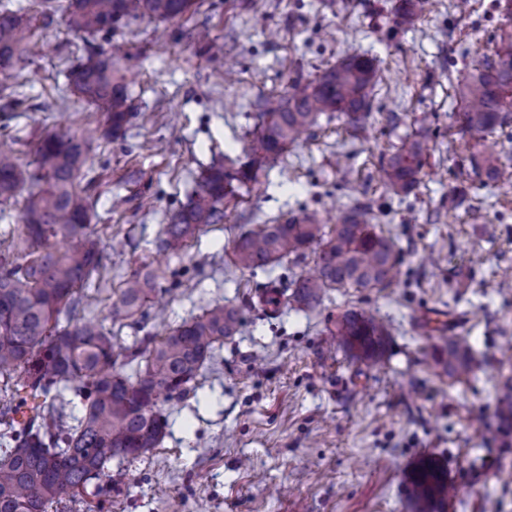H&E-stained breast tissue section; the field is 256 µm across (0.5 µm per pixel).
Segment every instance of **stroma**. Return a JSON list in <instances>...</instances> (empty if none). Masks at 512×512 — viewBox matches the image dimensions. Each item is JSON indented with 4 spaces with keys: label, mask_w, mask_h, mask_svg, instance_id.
I'll list each match as a JSON object with an SVG mask.
<instances>
[{
    "label": "stroma",
    "mask_w": 512,
    "mask_h": 512,
    "mask_svg": "<svg viewBox=\"0 0 512 512\" xmlns=\"http://www.w3.org/2000/svg\"><path fill=\"white\" fill-rule=\"evenodd\" d=\"M393 2L348 0L340 11L336 0H195L182 18L141 17L93 35L60 12L32 29L33 55L0 82V145L23 166L35 169L33 146L46 134L87 141L103 269L84 289L85 316L124 346L217 303L240 316L238 334L199 373L197 395L165 405L159 447L113 460L103 512H410L407 473L430 455L448 468L449 512H512V430L495 414L512 376V292L492 287L512 277V186L485 182L468 161L481 148L512 159V121L475 141L461 131L456 94L512 22L495 0H470L464 11L457 0H428L399 26ZM204 30L223 43L222 58L199 40ZM95 51L111 55L129 89L133 116L112 141L101 134L105 110L72 91L73 70ZM354 54L374 59L381 75L368 91L365 137L342 117L320 116L280 164L229 200L221 228L179 255L158 253L163 224L196 198L212 163L247 162L256 102ZM423 117L432 140L418 186L402 199L383 187L380 161ZM460 184L466 202L442 209ZM359 203L395 240L398 281L330 290L316 309L285 304L264 316L259 295L313 260L243 272L228 260L238 235L314 209L332 224L338 207ZM143 260L160 273L164 323L149 306L112 321L109 306ZM349 309L388 322L377 361L332 349L330 331ZM447 309V333L467 337L476 358L460 382L435 364L428 320Z\"/></svg>",
    "instance_id": "stroma-1"
}]
</instances>
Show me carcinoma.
<instances>
[{
  "label": "carcinoma",
  "mask_w": 512,
  "mask_h": 512,
  "mask_svg": "<svg viewBox=\"0 0 512 512\" xmlns=\"http://www.w3.org/2000/svg\"><path fill=\"white\" fill-rule=\"evenodd\" d=\"M193 0H43L39 20L47 27L60 10L73 30L111 32L138 15L162 20L187 13ZM426 0H399L395 20L411 21ZM32 21H23L0 0V75L7 76L33 53ZM377 67L355 55L314 79L290 84L288 99L270 96L256 118L258 148L247 166L212 167L198 198L180 209L157 238L159 252L181 253L204 229L224 223V200L254 182L260 171L284 153L288 143L314 126L324 112H340L355 133L365 126L367 89ZM72 83L88 102L104 108V135L117 136L132 117L123 76L112 59L92 55L73 71ZM460 121L471 135L507 124L512 107V31H506L491 58L460 85ZM429 129L405 135L381 166L385 187L405 197L416 187L428 148ZM88 147L64 133L43 137L36 146V171L24 170L11 152L0 150V199L29 190L17 227L22 257L0 252V512H48L54 504L77 500L83 512H101L102 479H112V460L136 459L162 442L168 427L163 404L191 391L220 341L240 328L236 308L211 305L203 313L163 335H148L128 347H116L103 325L75 318L79 294L100 273L99 237L90 224L86 198L78 191ZM487 181L512 184V166L493 154L474 162ZM63 240L65 252L56 249ZM315 248V273L299 276L286 288H273L259 299L262 311L288 303L315 309L328 288H387L399 273L400 251L391 237L373 231L366 207L347 209L334 224L315 211L259 224L233 243L234 266L265 269L282 259ZM160 278L144 264L123 282L108 316L130 318L142 311ZM67 324L59 326L60 318ZM354 355L372 359L388 336L385 325L359 310H347L331 331ZM145 362L135 377L118 364ZM473 353L462 337L450 336L437 364L450 377L472 371ZM78 399L81 415L66 423L67 409ZM448 473L431 457L420 459L408 477L412 512H446Z\"/></svg>",
  "instance_id": "obj_1"
}]
</instances>
